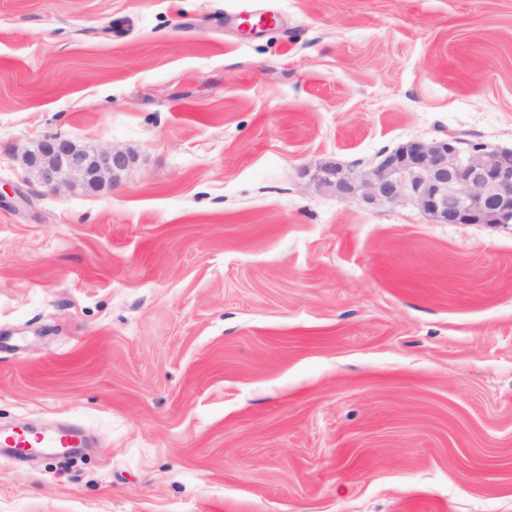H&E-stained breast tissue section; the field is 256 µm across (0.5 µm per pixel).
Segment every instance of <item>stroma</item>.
Here are the masks:
<instances>
[{
    "label": "stroma",
    "mask_w": 512,
    "mask_h": 512,
    "mask_svg": "<svg viewBox=\"0 0 512 512\" xmlns=\"http://www.w3.org/2000/svg\"><path fill=\"white\" fill-rule=\"evenodd\" d=\"M447 134L512 148V0H0V430L92 440L0 512H512V224L310 184ZM26 169L51 191L81 187L96 190L112 184L137 163L135 153L102 146H80L61 135L47 136L21 154Z\"/></svg>",
    "instance_id": "stroma-1"
}]
</instances>
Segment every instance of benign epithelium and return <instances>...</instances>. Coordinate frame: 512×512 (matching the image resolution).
I'll list each match as a JSON object with an SVG mask.
<instances>
[{"instance_id": "obj_1", "label": "benign epithelium", "mask_w": 512, "mask_h": 512, "mask_svg": "<svg viewBox=\"0 0 512 512\" xmlns=\"http://www.w3.org/2000/svg\"><path fill=\"white\" fill-rule=\"evenodd\" d=\"M21 160L43 187L59 191L96 190L108 179L116 182L138 157L53 135L24 150ZM310 180L322 192L368 208L412 203L437 224H512V149L464 148L452 137L412 140L370 169L322 161Z\"/></svg>"}]
</instances>
